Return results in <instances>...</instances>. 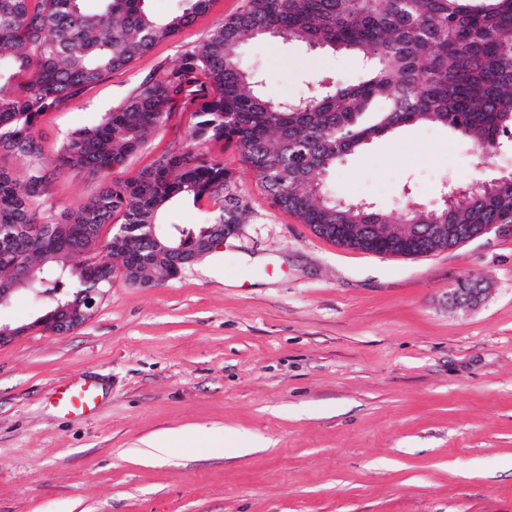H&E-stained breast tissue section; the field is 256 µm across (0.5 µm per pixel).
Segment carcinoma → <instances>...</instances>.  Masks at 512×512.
Here are the masks:
<instances>
[{
	"label": "carcinoma",
	"instance_id": "1",
	"mask_svg": "<svg viewBox=\"0 0 512 512\" xmlns=\"http://www.w3.org/2000/svg\"><path fill=\"white\" fill-rule=\"evenodd\" d=\"M145 2L0 0V151L22 163L20 173L0 166V289H35L53 307L110 285L118 271L139 284L167 274L174 261L168 247L189 246L209 228L162 222L164 210L185 198L212 201V223L235 232L246 206L224 161L203 157L210 140L235 146L276 206L343 247L413 256L422 239L402 238L410 224L418 232L457 224L465 240L481 224H512L508 184L399 212L340 201L326 186L345 157L414 124L469 141L477 164L486 163L512 135V0H245L162 77L142 83L44 160L33 133L42 112L130 66L211 0H187L167 18ZM267 37L351 52L364 64L362 80L342 86L319 76L306 97L273 98L242 55L246 42ZM19 75L27 77L21 85ZM197 86L211 92L194 112L184 146L73 208L56 213L47 205L57 173L123 164ZM114 223L126 225L125 235L109 236L97 249L99 232ZM144 224L157 225L160 243L143 238ZM76 256L83 260L71 263ZM35 259L40 280L30 283L24 271Z\"/></svg>",
	"mask_w": 512,
	"mask_h": 512
}]
</instances>
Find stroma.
<instances>
[{"label": "stroma", "instance_id": "obj_1", "mask_svg": "<svg viewBox=\"0 0 512 512\" xmlns=\"http://www.w3.org/2000/svg\"><path fill=\"white\" fill-rule=\"evenodd\" d=\"M244 0L207 12L40 115L53 160L144 80L171 68ZM266 92L296 99L318 75L358 81L354 56L270 40L245 45ZM176 104L142 149L92 175L58 173L63 211L185 143ZM223 160L246 204L237 232L178 275L115 276L93 316L66 333L0 345V512H512V228L423 256L343 248L279 209L234 146ZM440 127L411 125L347 157L337 196L383 209L428 207L444 183L512 171ZM484 280L471 311L458 279ZM96 385L95 409L65 414L58 392ZM190 429L191 453L145 441ZM244 447L219 457L224 437Z\"/></svg>", "mask_w": 512, "mask_h": 512}]
</instances>
